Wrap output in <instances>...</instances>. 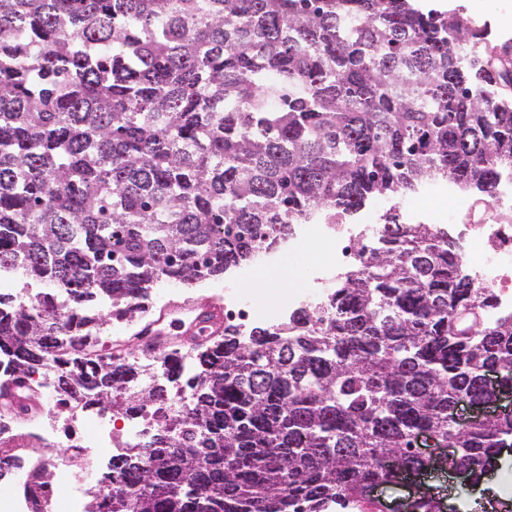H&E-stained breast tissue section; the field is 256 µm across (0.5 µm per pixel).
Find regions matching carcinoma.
I'll list each match as a JSON object with an SVG mask.
<instances>
[{"instance_id":"obj_1","label":"carcinoma","mask_w":512,"mask_h":512,"mask_svg":"<svg viewBox=\"0 0 512 512\" xmlns=\"http://www.w3.org/2000/svg\"><path fill=\"white\" fill-rule=\"evenodd\" d=\"M512 166V45L416 0H0V272L49 285L0 293V358L24 387L161 421L112 459L91 512H325L422 467L412 437L459 449L476 481L512 446V418L451 423L512 382V313L494 322L448 231L395 209L357 244L327 303L246 334L226 325L197 370L170 354L132 399L130 363L82 353L151 290L223 277L294 224L349 220L373 197L451 179L491 200ZM188 394L168 413L171 388ZM22 459L0 447V478ZM50 474L27 485L38 498Z\"/></svg>"}]
</instances>
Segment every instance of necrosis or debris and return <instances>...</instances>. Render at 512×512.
<instances>
[{
  "instance_id": "obj_1",
  "label": "necrosis or debris",
  "mask_w": 512,
  "mask_h": 512,
  "mask_svg": "<svg viewBox=\"0 0 512 512\" xmlns=\"http://www.w3.org/2000/svg\"><path fill=\"white\" fill-rule=\"evenodd\" d=\"M434 194L451 200L452 205L441 214L431 216V223L447 225L449 231L469 242V273L478 286L495 289L497 313L512 312V169L501 171L493 199L481 209L459 198L455 184L450 182L429 184L419 194L402 199L400 205L418 213L422 210V198ZM363 222L360 229L352 224L295 225L289 238L292 246L307 240H317L325 246L304 284L288 297L274 302L257 294L229 292L224 296L225 322L243 331L256 323L276 326L286 321L289 312L297 306L324 300L337 273L356 264L352 242L361 233L376 231L377 213L367 214ZM45 405V422L32 423L22 436L26 444L41 445L39 462L51 470L56 467L55 449L77 446L80 462L70 465L72 476L97 457H120L136 451L144 431L156 424L153 414L147 410L117 420L98 406L87 409L73 404L60 405L54 395L47 397Z\"/></svg>"
}]
</instances>
